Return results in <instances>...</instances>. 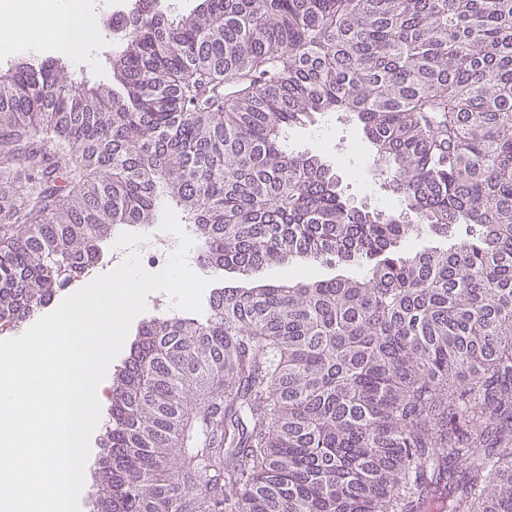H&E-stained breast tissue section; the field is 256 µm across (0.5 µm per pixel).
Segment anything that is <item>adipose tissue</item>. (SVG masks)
<instances>
[{"instance_id": "adipose-tissue-1", "label": "adipose tissue", "mask_w": 512, "mask_h": 512, "mask_svg": "<svg viewBox=\"0 0 512 512\" xmlns=\"http://www.w3.org/2000/svg\"><path fill=\"white\" fill-rule=\"evenodd\" d=\"M106 0H18L0 17V54L71 53L77 65L92 63L102 36L94 19Z\"/></svg>"}]
</instances>
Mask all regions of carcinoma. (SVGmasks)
<instances>
[{"instance_id": "obj_1", "label": "carcinoma", "mask_w": 512, "mask_h": 512, "mask_svg": "<svg viewBox=\"0 0 512 512\" xmlns=\"http://www.w3.org/2000/svg\"><path fill=\"white\" fill-rule=\"evenodd\" d=\"M123 44L110 86L57 59L0 75V332L165 202L217 272H366L143 322L96 512H512V0L135 7ZM325 112L414 223L288 150ZM420 233L454 243L405 251Z\"/></svg>"}]
</instances>
